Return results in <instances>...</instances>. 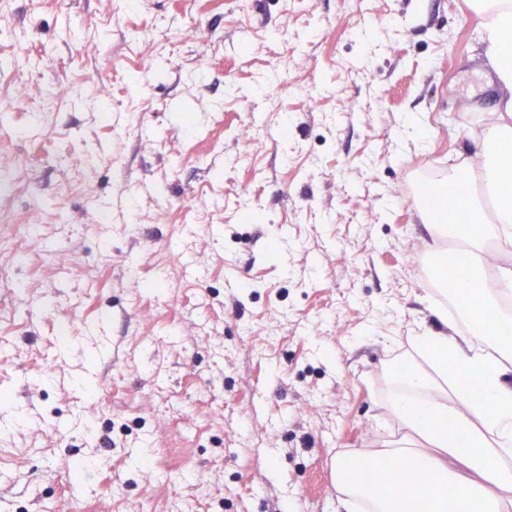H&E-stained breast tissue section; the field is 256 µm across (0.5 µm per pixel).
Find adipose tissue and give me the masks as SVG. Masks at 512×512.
Returning <instances> with one entry per match:
<instances>
[{"instance_id":"adipose-tissue-1","label":"adipose tissue","mask_w":512,"mask_h":512,"mask_svg":"<svg viewBox=\"0 0 512 512\" xmlns=\"http://www.w3.org/2000/svg\"><path fill=\"white\" fill-rule=\"evenodd\" d=\"M478 19V46L496 76L495 123L475 151H465L453 169L456 189L466 195L470 183L483 189L489 218L471 222L462 232L464 263L457 275L459 300L479 292L484 325L469 335L430 331L416 337L426 365L413 364L395 374L385 406L413 443L338 456L333 480L339 503L353 512L371 499L379 512H465L479 497L485 512H512V343L492 345L487 325L512 333V263L492 250L512 238V184H501L496 167L502 152L512 151V0H469ZM414 464L415 484L395 482L390 465ZM370 468L369 485L351 479L349 470Z\"/></svg>"}]
</instances>
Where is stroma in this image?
<instances>
[{
	"label": "stroma",
	"instance_id": "1",
	"mask_svg": "<svg viewBox=\"0 0 512 512\" xmlns=\"http://www.w3.org/2000/svg\"><path fill=\"white\" fill-rule=\"evenodd\" d=\"M475 25L464 0L0 7L5 512H339L337 455L402 437L385 373L442 328L405 197H449L494 121Z\"/></svg>",
	"mask_w": 512,
	"mask_h": 512
}]
</instances>
